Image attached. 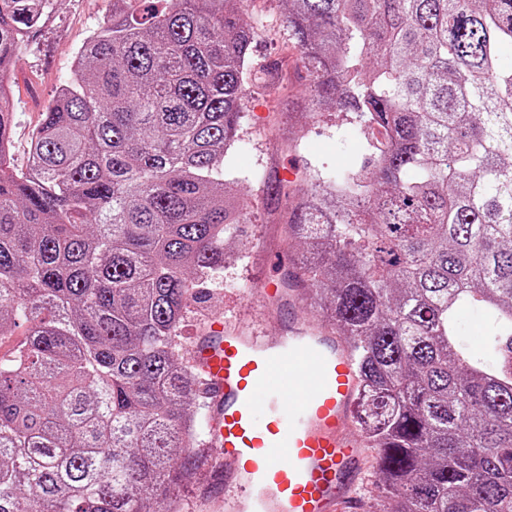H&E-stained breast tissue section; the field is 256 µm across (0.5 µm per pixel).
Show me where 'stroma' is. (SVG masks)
Instances as JSON below:
<instances>
[{
	"mask_svg": "<svg viewBox=\"0 0 512 512\" xmlns=\"http://www.w3.org/2000/svg\"><path fill=\"white\" fill-rule=\"evenodd\" d=\"M110 6V0H54L44 24L0 77L17 107L12 135L17 169L27 165L31 133L68 79L76 50ZM243 21L253 31L251 66L275 71L277 79L272 87L250 86L224 162L225 177L238 178L243 188L247 220L227 244L231 259L205 280L201 298L190 304L181 323L177 343L188 360L213 321L243 317L248 306L259 303L261 289L276 288L281 269L288 266L284 228L266 207L269 181H293L302 173L335 180L358 160L371 137L353 113L310 112L304 94L308 71L288 28L286 0H256Z\"/></svg>",
	"mask_w": 512,
	"mask_h": 512,
	"instance_id": "35a3bbf8",
	"label": "stroma"
}]
</instances>
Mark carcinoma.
Returning a JSON list of instances; mask_svg holds the SVG:
<instances>
[{"mask_svg": "<svg viewBox=\"0 0 512 512\" xmlns=\"http://www.w3.org/2000/svg\"><path fill=\"white\" fill-rule=\"evenodd\" d=\"M250 0H112L12 163L0 83V512H181L200 378L177 350L245 223L224 180ZM316 112L385 148L272 186L281 279L357 354L354 420L386 512H512V0H289ZM53 0H0V73ZM487 327L489 356L459 314Z\"/></svg>", "mask_w": 512, "mask_h": 512, "instance_id": "1", "label": "carcinoma"}]
</instances>
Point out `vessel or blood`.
<instances>
[{"instance_id":"1","label":"vessel or blood","mask_w":512,"mask_h":512,"mask_svg":"<svg viewBox=\"0 0 512 512\" xmlns=\"http://www.w3.org/2000/svg\"><path fill=\"white\" fill-rule=\"evenodd\" d=\"M195 354L224 455V512H359V378L333 330L292 321L272 339L219 320Z\"/></svg>"}]
</instances>
